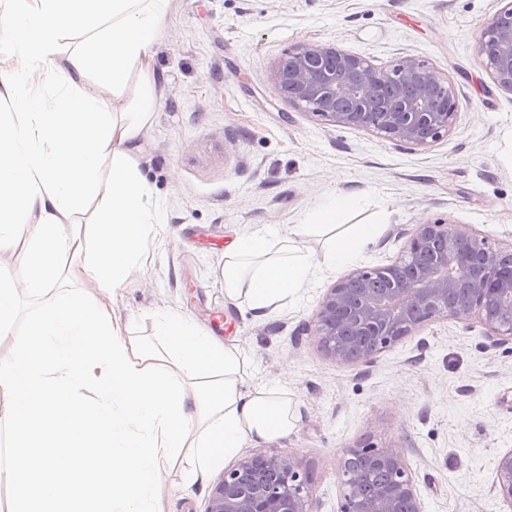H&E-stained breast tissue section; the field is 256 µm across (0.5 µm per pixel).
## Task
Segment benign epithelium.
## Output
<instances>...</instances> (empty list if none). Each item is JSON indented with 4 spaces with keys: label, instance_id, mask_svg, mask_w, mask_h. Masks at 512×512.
<instances>
[{
    "label": "benign epithelium",
    "instance_id": "1",
    "mask_svg": "<svg viewBox=\"0 0 512 512\" xmlns=\"http://www.w3.org/2000/svg\"><path fill=\"white\" fill-rule=\"evenodd\" d=\"M477 59L494 83L512 92V0L484 25ZM275 90L335 126L375 132L399 146L426 147L455 123L457 93L425 61L400 57L390 67L329 44L304 42L273 70ZM478 315L494 347L512 342V246L503 247L443 220L418 225L406 254L376 269H356L326 291L312 332L335 359L357 360L436 318ZM340 512H423L401 454L364 445L341 461ZM309 479L285 455H256L224 471L206 512H309ZM494 489L512 508V452L498 461Z\"/></svg>",
    "mask_w": 512,
    "mask_h": 512
}]
</instances>
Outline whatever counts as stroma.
<instances>
[{
    "instance_id": "35a3bbf8",
    "label": "stroma",
    "mask_w": 512,
    "mask_h": 512,
    "mask_svg": "<svg viewBox=\"0 0 512 512\" xmlns=\"http://www.w3.org/2000/svg\"><path fill=\"white\" fill-rule=\"evenodd\" d=\"M499 0H174L155 61L165 100L137 161L167 209L146 271L117 295L95 291L114 315L151 333L148 311L178 307L220 340L241 346L256 375L297 403L288 437L246 446L293 457L310 477L311 512H339V464L362 445L400 452L424 512H512L493 489L512 451V345L490 348L478 316L426 322L371 360L343 363L305 333L341 271L323 266L330 236L298 238L322 268L284 311L255 317L224 296V247L264 226L289 235L331 194L358 202L336 222L383 230L359 267L391 264L417 225L441 218L512 245V92L476 57L481 25ZM331 44L378 66L411 54L457 92L454 125L408 149L374 133L327 124L274 91L273 67L295 45ZM222 469L184 485L161 478L165 512H205Z\"/></svg>"
}]
</instances>
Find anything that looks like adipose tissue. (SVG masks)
I'll use <instances>...</instances> for the list:
<instances>
[{
    "label": "adipose tissue",
    "instance_id": "ef3b65f1",
    "mask_svg": "<svg viewBox=\"0 0 512 512\" xmlns=\"http://www.w3.org/2000/svg\"><path fill=\"white\" fill-rule=\"evenodd\" d=\"M172 2L0 0V253L27 243L20 281H0V342L12 343L0 354V481L13 512H164L176 459L190 485L299 422L244 349L182 309L149 311V343L85 289L125 288L166 221L136 153L166 94L154 46ZM87 211L89 225L76 222ZM380 233L333 237L326 266L353 264ZM315 273L269 230L224 250L225 296L258 317Z\"/></svg>",
    "mask_w": 512,
    "mask_h": 512
}]
</instances>
